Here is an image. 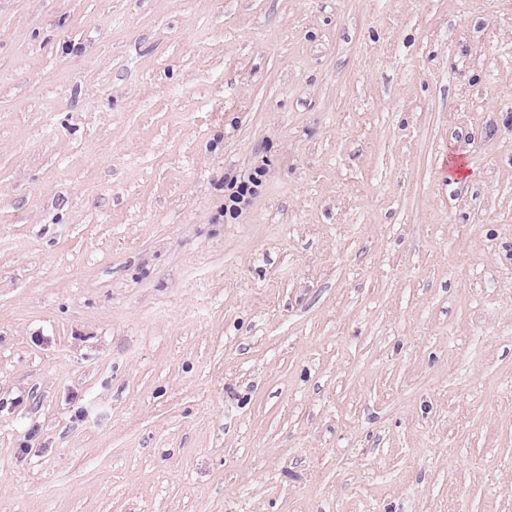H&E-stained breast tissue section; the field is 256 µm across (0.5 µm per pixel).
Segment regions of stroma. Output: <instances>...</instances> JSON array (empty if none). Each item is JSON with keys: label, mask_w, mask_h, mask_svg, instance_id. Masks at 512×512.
<instances>
[{"label": "stroma", "mask_w": 512, "mask_h": 512, "mask_svg": "<svg viewBox=\"0 0 512 512\" xmlns=\"http://www.w3.org/2000/svg\"><path fill=\"white\" fill-rule=\"evenodd\" d=\"M0 512H512V0H0Z\"/></svg>", "instance_id": "35a3bbf8"}]
</instances>
